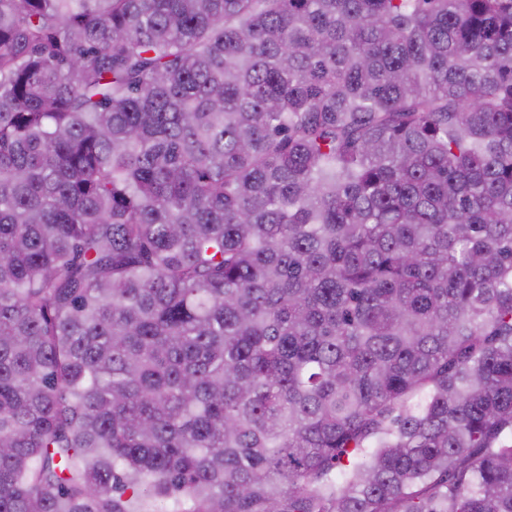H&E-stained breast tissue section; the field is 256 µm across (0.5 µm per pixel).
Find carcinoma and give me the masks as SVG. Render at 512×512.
Wrapping results in <instances>:
<instances>
[{
  "label": "carcinoma",
  "instance_id": "1",
  "mask_svg": "<svg viewBox=\"0 0 512 512\" xmlns=\"http://www.w3.org/2000/svg\"><path fill=\"white\" fill-rule=\"evenodd\" d=\"M512 512V0H0V512Z\"/></svg>",
  "mask_w": 512,
  "mask_h": 512
}]
</instances>
